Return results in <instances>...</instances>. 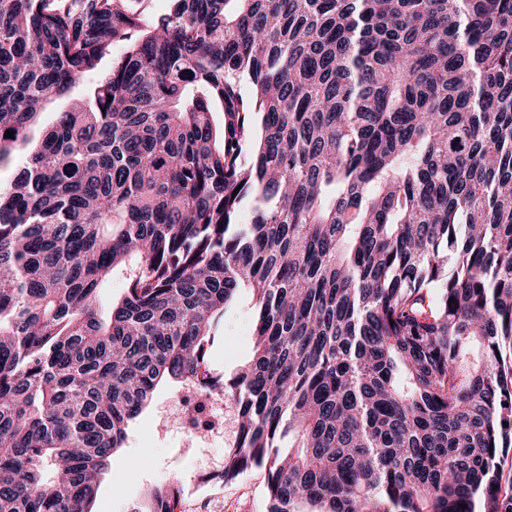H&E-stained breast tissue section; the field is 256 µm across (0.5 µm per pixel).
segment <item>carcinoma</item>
Listing matches in <instances>:
<instances>
[{
	"instance_id": "carcinoma-1",
	"label": "carcinoma",
	"mask_w": 512,
	"mask_h": 512,
	"mask_svg": "<svg viewBox=\"0 0 512 512\" xmlns=\"http://www.w3.org/2000/svg\"><path fill=\"white\" fill-rule=\"evenodd\" d=\"M169 2L0 0V512H93L167 381L267 512H512V0ZM84 90L85 84H80L71 91L69 96L59 99L47 107V109L41 114L40 126L43 127L54 123L57 118V113L67 109L73 99H78L83 96ZM252 314L251 293L241 288L226 308L209 349L214 375L230 378L250 360Z\"/></svg>"
}]
</instances>
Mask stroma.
I'll return each mask as SVG.
<instances>
[{"label": "stroma", "instance_id": "1", "mask_svg": "<svg viewBox=\"0 0 512 512\" xmlns=\"http://www.w3.org/2000/svg\"><path fill=\"white\" fill-rule=\"evenodd\" d=\"M252 296L239 289L221 319L209 349L214 375L231 377L251 357ZM177 384L160 385L150 404L135 418L127 438L100 478L97 512H128L131 504L155 485L179 479L176 512H266L265 472L255 469L237 483L224 486L207 477L223 457L232 437V415L224 417V440L207 442L186 453V438L178 427L160 430L159 420L176 413Z\"/></svg>", "mask_w": 512, "mask_h": 512}]
</instances>
